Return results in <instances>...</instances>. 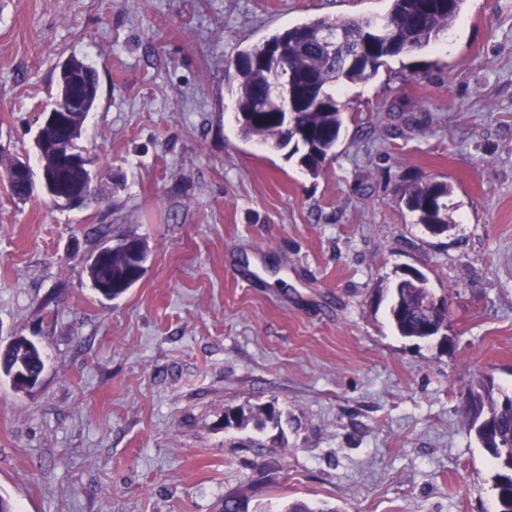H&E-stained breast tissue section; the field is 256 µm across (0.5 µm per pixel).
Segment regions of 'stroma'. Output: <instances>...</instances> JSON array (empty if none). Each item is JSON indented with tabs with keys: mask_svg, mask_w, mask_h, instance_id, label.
Wrapping results in <instances>:
<instances>
[{
	"mask_svg": "<svg viewBox=\"0 0 512 512\" xmlns=\"http://www.w3.org/2000/svg\"><path fill=\"white\" fill-rule=\"evenodd\" d=\"M388 0H0V146L38 166L60 67L98 92L80 146L104 201L14 200L0 182V343L46 367L0 381V494L17 512H494L464 424L482 377L512 396V0H467L447 39L343 87L315 178L242 140L237 54ZM445 181L434 236L400 200ZM135 236L145 272L108 301L85 266ZM421 272L448 339L400 336L387 292ZM274 403L281 429L224 430ZM46 366L43 350L24 336L0 346V379L8 380L16 392L27 393L40 380Z\"/></svg>",
	"mask_w": 512,
	"mask_h": 512,
	"instance_id": "stroma-1",
	"label": "stroma"
}]
</instances>
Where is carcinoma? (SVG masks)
Listing matches in <instances>:
<instances>
[{
  "instance_id": "carcinoma-1",
  "label": "carcinoma",
  "mask_w": 512,
  "mask_h": 512,
  "mask_svg": "<svg viewBox=\"0 0 512 512\" xmlns=\"http://www.w3.org/2000/svg\"><path fill=\"white\" fill-rule=\"evenodd\" d=\"M466 0H389L383 14L385 27L373 34L367 18H321L277 31L263 42L241 51L234 61L236 82V121L239 135L245 141L255 140L296 159L301 171L317 177L324 164L335 156L336 145L345 128L344 105L336 99V89L343 83L367 81L377 75L386 59L408 54L429 45L448 33L460 16ZM342 29L346 49L353 50L366 38L379 46V54L352 64L329 55L316 33L326 26ZM274 46L282 50L283 72L309 86L314 99L299 113L298 126L305 137L295 138L283 127L277 103L269 95L271 67L261 61L263 50ZM97 97L94 70L84 62L72 59L58 75L54 105L68 110L70 125L82 130ZM39 161L41 171L55 175L66 187L82 184L87 175L83 166L62 167L58 156L45 150ZM23 160L0 153V178L7 182L12 197L25 196L15 190L11 175ZM452 186L444 181L413 182L402 191V201L417 216L418 223L432 227L435 234L448 231L452 217L448 212V196ZM148 256L147 243L137 237L126 238L112 247L104 260L88 265L92 287L107 300H114L131 288L141 276ZM434 297L423 274L401 275L393 287L389 310L390 321L399 335L412 339H429L435 326L448 317L444 305L434 306ZM46 366L43 350L24 336L0 346V379L10 382L17 392L27 393L40 380ZM465 424L475 430L483 447L496 460L495 488L499 494L497 512H512V397L497 399L493 389H469L463 406ZM281 414L274 405L255 409L224 410V429L253 426L263 430L279 426ZM249 500L244 495L224 497V512H248Z\"/></svg>"
}]
</instances>
